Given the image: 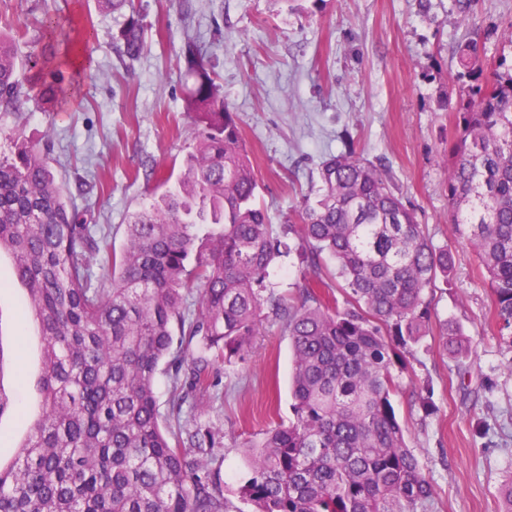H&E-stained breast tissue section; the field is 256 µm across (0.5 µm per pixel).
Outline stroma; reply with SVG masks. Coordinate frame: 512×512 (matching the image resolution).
<instances>
[{
    "instance_id": "1",
    "label": "stroma",
    "mask_w": 512,
    "mask_h": 512,
    "mask_svg": "<svg viewBox=\"0 0 512 512\" xmlns=\"http://www.w3.org/2000/svg\"><path fill=\"white\" fill-rule=\"evenodd\" d=\"M63 19L90 21L79 48L66 110L57 118L35 100L0 112V156L25 142L44 151L74 205L97 226L105 247L94 273L109 286L108 258L125 244L130 215L162 188L146 169L180 172L195 144L197 123L184 111L189 79L179 60L185 38L202 48L235 113L256 174L257 201L275 231L298 223L320 189L319 171L345 149L383 160L434 243L453 257L447 285L432 301V326L415 350L394 398L423 472L432 484L426 512H499V491L512 480L511 354L496 335L486 273L448 214V137L453 115L446 94L457 69L452 48L475 30L488 56L502 53L512 0H475L462 24L458 0H133L147 27L137 60L113 39L124 21L97 0H53ZM268 289L296 301L306 282L297 256L269 270ZM459 323L472 340L469 387L438 348L439 329ZM293 351L282 322L267 319L245 362L213 356L205 406L196 417L212 431L226 489L246 474L248 444L288 424ZM40 343L0 255V382L22 398L0 417V464L9 465L31 425ZM497 386L481 393L482 377ZM433 387L436 410L414 396Z\"/></svg>"
}]
</instances>
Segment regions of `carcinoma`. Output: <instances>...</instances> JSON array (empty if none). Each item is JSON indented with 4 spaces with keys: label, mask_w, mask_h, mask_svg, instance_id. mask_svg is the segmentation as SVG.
I'll return each instance as SVG.
<instances>
[{
    "label": "carcinoma",
    "mask_w": 512,
    "mask_h": 512,
    "mask_svg": "<svg viewBox=\"0 0 512 512\" xmlns=\"http://www.w3.org/2000/svg\"><path fill=\"white\" fill-rule=\"evenodd\" d=\"M12 25L15 38L0 35V111L18 109L32 91L53 112L68 89L46 79V64H70L89 30L46 11L47 42L23 60L17 41L31 21ZM115 40L139 58L141 15L129 13ZM454 54L448 219L486 272L498 337L512 352V60H485L473 36ZM180 59L193 77L184 111L197 118V142L177 182L126 225V246L110 258L111 287L93 283L98 241L43 152L22 144L0 161V252L13 257L42 345L41 411L13 463L0 466V512H227L213 434L196 427L169 437L154 379L166 362L180 383L170 413L180 416L208 390L209 353L246 360L269 317L292 340L294 419L250 445L234 494L251 512H422L432 485L392 397L430 332L433 292L451 272L448 248L390 186L388 167L350 149L322 163L319 198L288 225L291 247L256 204L241 129L202 49L186 38ZM200 224L222 229L199 246ZM292 251L310 285L287 304L265 280ZM326 254L343 282L341 305L318 292ZM196 288L200 307L190 315L184 294ZM438 347L461 364L473 354L453 322Z\"/></svg>",
    "instance_id": "obj_1"
}]
</instances>
